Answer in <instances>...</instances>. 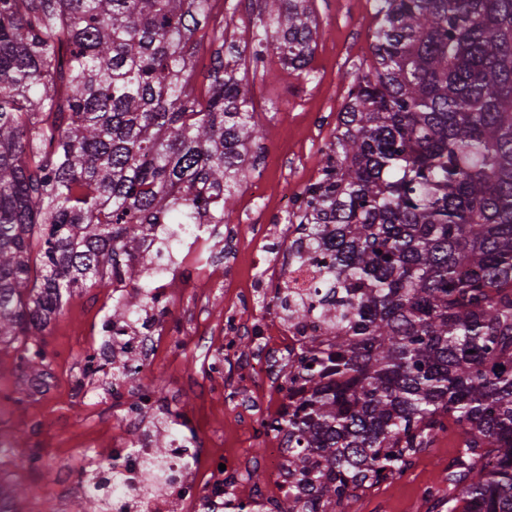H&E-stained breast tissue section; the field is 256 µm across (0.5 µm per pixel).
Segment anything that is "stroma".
Returning <instances> with one entry per match:
<instances>
[{
    "label": "stroma",
    "mask_w": 512,
    "mask_h": 512,
    "mask_svg": "<svg viewBox=\"0 0 512 512\" xmlns=\"http://www.w3.org/2000/svg\"><path fill=\"white\" fill-rule=\"evenodd\" d=\"M311 8L318 23L316 47L307 73L300 75L283 68L273 52L276 35L269 22L276 0H216L212 11L216 21L230 23L241 12L250 13L252 36L238 47L258 54L257 65L247 70L245 80L268 99L265 112L257 117L262 135L251 147L231 223L273 222L272 213L255 211L250 204L256 177H263L274 190L290 173L296 174L300 186L318 176L320 141L331 138L358 69L372 61L374 0H312ZM111 310V286L98 283L79 289L38 336L53 378L50 389L17 405H0V430L10 435L18 458L39 452L54 460L82 456L93 461L102 431L119 425L115 404L94 394L75 395L71 378L102 316ZM202 361V351L187 336L180 353L162 355L142 381L158 387L162 398L173 400L177 413L193 418L207 444L259 455L261 439L238 422L233 407L214 401ZM461 448L459 433L449 431L432 447L419 451L401 477L359 491L345 512H432L434 503L424 499L422 491L432 486L448 494V467Z\"/></svg>",
    "instance_id": "1"
}]
</instances>
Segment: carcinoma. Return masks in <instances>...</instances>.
Masks as SVG:
<instances>
[{
    "instance_id": "1",
    "label": "carcinoma",
    "mask_w": 512,
    "mask_h": 512,
    "mask_svg": "<svg viewBox=\"0 0 512 512\" xmlns=\"http://www.w3.org/2000/svg\"><path fill=\"white\" fill-rule=\"evenodd\" d=\"M208 0H0V347L20 404L46 375L63 294L126 278L109 325L151 300L136 265L168 225L225 224L258 139L241 51L187 90ZM373 60L353 81L304 192L323 295L273 301L332 327L284 378L309 512L400 476L448 423L464 435L448 512H512V0H374ZM279 0L281 63L303 72L318 24Z\"/></svg>"
}]
</instances>
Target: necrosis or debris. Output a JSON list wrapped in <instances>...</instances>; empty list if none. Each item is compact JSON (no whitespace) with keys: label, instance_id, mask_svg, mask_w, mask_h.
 Here are the masks:
<instances>
[{"label":"necrosis or debris","instance_id":"4bbe7bcc","mask_svg":"<svg viewBox=\"0 0 512 512\" xmlns=\"http://www.w3.org/2000/svg\"><path fill=\"white\" fill-rule=\"evenodd\" d=\"M211 224L200 225L198 232H185L174 244L176 257L159 264L146 257L139 269L152 286L154 304L132 320L117 325L101 343L90 344L89 353L95 362H81L73 387L85 394L87 375L111 364L125 363L146 370L163 351L174 352L180 347L179 336L184 327L174 326L169 317L172 309H181L185 318L193 313L186 305L184 291L172 289V280L181 277L185 266L193 264V246L198 233H214ZM302 229L295 224H253L248 231L227 229L226 248L230 254L226 263L215 264L203 273L205 285L197 289L199 299H210L213 289H223L230 299L224 308V325L220 332L216 356L203 364L213 381V390L224 402L239 407L256 433L268 446L262 459L236 452L213 453L204 448L191 419L182 418L181 431L174 437L163 459H156L154 431L163 421V409L145 386H134L125 379H113L106 393L118 405L122 419V435L113 438L110 455L101 468L77 467L71 461L54 463L38 456V469L45 484H53L58 470L74 475L79 492H96L103 512H226L230 503L253 501L263 505L288 506V487L295 475L288 472V450L285 433L265 429L268 420L258 405L242 402L239 391L224 386L225 361L239 357L240 342L251 338L254 352L244 364V374L250 389L261 392L278 388L282 377L281 365L310 344L325 338L329 324L321 318H299L277 307H269L263 316H255L257 303L285 288L300 296H308L321 282L318 265L303 263L289 256L290 243L301 240ZM247 239L250 249L245 259L260 264L261 270L249 285L237 287L231 273L240 239ZM264 465L270 474V485L254 489L246 484L247 471ZM232 478L237 491L224 490L225 478Z\"/></svg>","mask_w":512,"mask_h":512}]
</instances>
